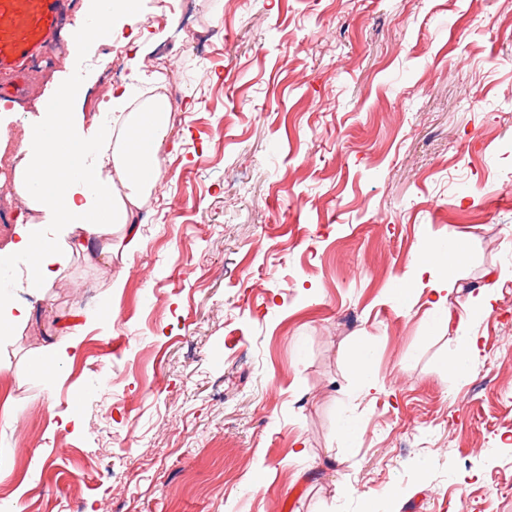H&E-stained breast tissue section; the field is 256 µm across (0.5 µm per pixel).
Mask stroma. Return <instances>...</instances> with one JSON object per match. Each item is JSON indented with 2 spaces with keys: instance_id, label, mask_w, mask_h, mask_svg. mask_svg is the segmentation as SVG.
I'll use <instances>...</instances> for the list:
<instances>
[{
  "instance_id": "obj_1",
  "label": "stroma",
  "mask_w": 512,
  "mask_h": 512,
  "mask_svg": "<svg viewBox=\"0 0 512 512\" xmlns=\"http://www.w3.org/2000/svg\"><path fill=\"white\" fill-rule=\"evenodd\" d=\"M175 9L178 33L148 24L154 0L112 17L148 42L125 83L158 62L181 78L140 248L106 261L120 240H96L52 287L12 284L31 316L0 339V512H512V0ZM77 58V78L41 61L0 127L37 125L71 82L91 134L112 58ZM42 217L0 185V248ZM454 244L441 312L414 259ZM487 286L478 351L448 371L447 320ZM74 347V341L63 340L51 346L49 351L35 359L33 367L39 371H46L49 365H57L60 361L68 358V349ZM351 370L361 379L364 387L374 389L377 377L371 366V350L365 344H358L351 355Z\"/></svg>"
}]
</instances>
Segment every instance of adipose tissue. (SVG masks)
I'll return each instance as SVG.
<instances>
[{
  "instance_id": "1",
  "label": "adipose tissue",
  "mask_w": 512,
  "mask_h": 512,
  "mask_svg": "<svg viewBox=\"0 0 512 512\" xmlns=\"http://www.w3.org/2000/svg\"><path fill=\"white\" fill-rule=\"evenodd\" d=\"M132 87L114 91L109 108L124 113L119 132L99 127L93 139L77 137L68 108L69 86H59L51 107L42 112L39 129L55 134L53 144L37 147L33 131H25L15 187L43 212L38 223L16 225L13 240L0 249L5 257L26 256L32 283L45 288L59 275L65 257L90 248L91 237L121 234L126 251L141 242L135 214L144 194L156 183V157L170 129L166 93H154L141 107L132 108ZM39 178L40 195L28 189ZM57 229L44 235L45 225ZM456 257L421 258L418 274L431 275L430 302L439 307L455 286Z\"/></svg>"
}]
</instances>
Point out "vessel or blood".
<instances>
[{
	"instance_id": "1",
	"label": "vessel or blood",
	"mask_w": 512,
	"mask_h": 512,
	"mask_svg": "<svg viewBox=\"0 0 512 512\" xmlns=\"http://www.w3.org/2000/svg\"><path fill=\"white\" fill-rule=\"evenodd\" d=\"M65 0H0V95L23 102L28 73L51 49Z\"/></svg>"
}]
</instances>
